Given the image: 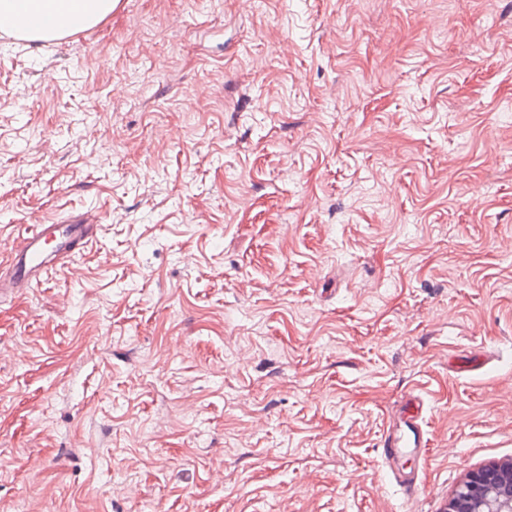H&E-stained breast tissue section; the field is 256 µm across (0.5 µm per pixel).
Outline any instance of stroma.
I'll use <instances>...</instances> for the list:
<instances>
[{"mask_svg": "<svg viewBox=\"0 0 512 512\" xmlns=\"http://www.w3.org/2000/svg\"><path fill=\"white\" fill-rule=\"evenodd\" d=\"M0 512H444L512 460V0H120L0 32ZM432 444L404 498L379 440ZM119 0H0V29L30 43L62 39L112 15ZM98 227L83 220L71 224H32L13 242L6 265L0 268V296L26 290L41 282L77 246L88 244ZM424 402L419 395L409 394L399 414L383 431L379 447L384 465L393 474L405 495L412 497L418 489V474L404 464L410 456L423 455L429 446L424 424Z\"/></svg>", "mask_w": 512, "mask_h": 512, "instance_id": "35a3bbf8", "label": "stroma"}]
</instances>
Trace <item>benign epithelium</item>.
<instances>
[{
    "label": "benign epithelium",
    "mask_w": 512,
    "mask_h": 512,
    "mask_svg": "<svg viewBox=\"0 0 512 512\" xmlns=\"http://www.w3.org/2000/svg\"><path fill=\"white\" fill-rule=\"evenodd\" d=\"M446 512H512V462L469 471L448 499Z\"/></svg>",
    "instance_id": "benign-epithelium-1"
}]
</instances>
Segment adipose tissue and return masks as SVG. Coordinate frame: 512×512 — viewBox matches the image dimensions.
Listing matches in <instances>:
<instances>
[{
	"label": "adipose tissue",
	"mask_w": 512,
	"mask_h": 512,
	"mask_svg": "<svg viewBox=\"0 0 512 512\" xmlns=\"http://www.w3.org/2000/svg\"><path fill=\"white\" fill-rule=\"evenodd\" d=\"M119 0H0V29L43 43L92 28L111 16Z\"/></svg>",
	"instance_id": "adipose-tissue-1"
}]
</instances>
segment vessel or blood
<instances>
[{
    "instance_id": "b4317fda",
    "label": "vessel or blood",
    "mask_w": 512,
    "mask_h": 512,
    "mask_svg": "<svg viewBox=\"0 0 512 512\" xmlns=\"http://www.w3.org/2000/svg\"><path fill=\"white\" fill-rule=\"evenodd\" d=\"M97 225L83 220L69 224L37 223L27 227L13 242L6 265L0 266V294L20 291L40 282L59 262L69 257L76 247L88 244L97 233ZM424 402L409 395L399 414L383 431L380 455L405 495L418 489L417 472L405 466L409 457L422 455L429 439L424 424Z\"/></svg>"
}]
</instances>
